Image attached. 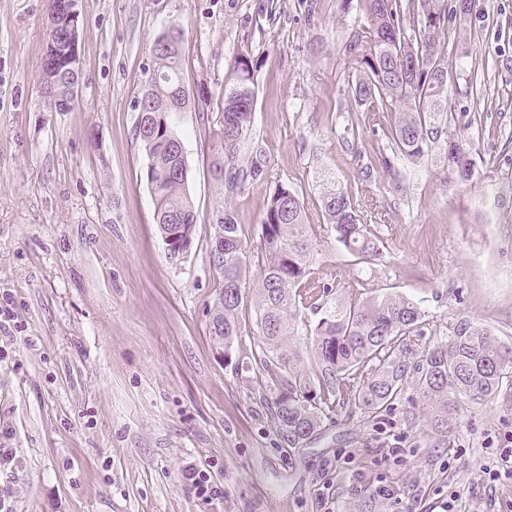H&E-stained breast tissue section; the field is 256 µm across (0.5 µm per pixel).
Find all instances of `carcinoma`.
<instances>
[{
  "label": "carcinoma",
  "instance_id": "carcinoma-1",
  "mask_svg": "<svg viewBox=\"0 0 512 512\" xmlns=\"http://www.w3.org/2000/svg\"><path fill=\"white\" fill-rule=\"evenodd\" d=\"M55 2L53 25L44 50L41 86H52L57 111L69 112L77 98L80 76L64 65L70 47L68 11ZM370 25L349 44L359 74L351 87L354 104L374 116L390 114L392 156L380 166L394 170L393 159L420 162L435 155L448 171L467 180L474 163L469 143L448 127L453 120L448 101V73L455 71L456 91L470 94L477 74L451 51L442 37L448 21L447 0H363ZM154 67L137 101L152 125L137 134L147 158L146 181L157 199L159 233L169 225L196 224L189 191L188 158L174 152L179 139L170 114L191 107L195 96L186 87L181 46L154 42ZM234 77L224 84L216 126L224 128L223 146L214 148L213 178L227 193L268 179L265 148L252 137L255 106L253 64L239 57ZM320 201L326 224L349 254L362 263L382 256L378 237L364 223L353 198L336 177L320 178ZM212 220L224 225V265L217 269L219 293L210 312L209 335L224 355L240 336L243 314L251 313L257 327L259 352L255 362L288 373L286 388L272 401L278 433L290 448H300L321 427V406L340 398L360 410L380 413L413 391L412 399L426 405L431 426L451 438L460 416L471 404L494 398L512 377V344L485 326L461 316L442 335L430 327L422 300L402 294H372L365 281L350 285L347 296L323 307L311 322L303 309L332 287L312 271L317 247L312 225L299 195L275 184L262 222L261 275L247 291V255L242 227L228 205L218 206ZM430 340L422 342L423 337ZM311 341L316 370L296 369L301 340Z\"/></svg>",
  "mask_w": 512,
  "mask_h": 512
}]
</instances>
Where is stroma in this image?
<instances>
[{"instance_id": "obj_1", "label": "stroma", "mask_w": 512, "mask_h": 512, "mask_svg": "<svg viewBox=\"0 0 512 512\" xmlns=\"http://www.w3.org/2000/svg\"><path fill=\"white\" fill-rule=\"evenodd\" d=\"M445 38L478 73L449 93L472 179L433 160L378 166L388 123L354 105L348 45L370 20L341 0H79L82 80L69 112L43 107L48 0H0V470L13 512H512V481L490 479L512 448V383L438 436L423 406L324 409L302 448L279 437L244 320L230 357L209 336L218 277L212 212L230 202L249 280L275 184L304 202L313 267L423 300L432 328L467 316L512 343V0H468ZM185 31L183 78L209 104L173 114L191 168V249L170 259L155 224L135 101L165 29ZM255 65L253 136L270 178L227 195L210 171L214 121L235 58ZM335 173L386 250L362 264L320 208ZM206 480L199 493L187 473ZM387 486L391 498L379 496Z\"/></svg>"}]
</instances>
